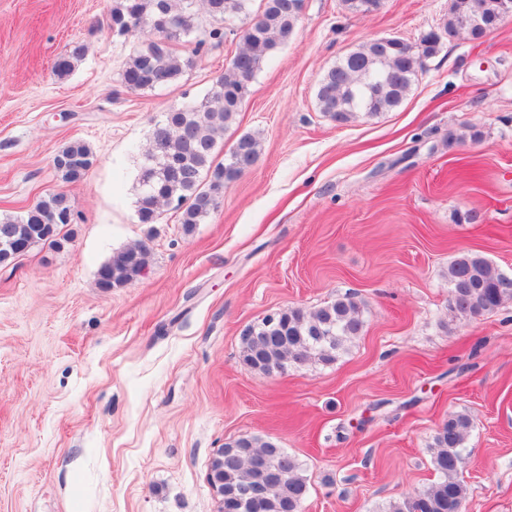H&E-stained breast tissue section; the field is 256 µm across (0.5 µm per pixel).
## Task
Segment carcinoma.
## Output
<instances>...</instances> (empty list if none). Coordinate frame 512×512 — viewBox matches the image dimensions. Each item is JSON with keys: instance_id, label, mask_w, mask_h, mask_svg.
<instances>
[{"instance_id": "1", "label": "carcinoma", "mask_w": 512, "mask_h": 512, "mask_svg": "<svg viewBox=\"0 0 512 512\" xmlns=\"http://www.w3.org/2000/svg\"><path fill=\"white\" fill-rule=\"evenodd\" d=\"M251 0H114L109 26L120 35L148 39L135 47L121 74L124 87L143 91L170 85L194 67L195 59L177 45L195 29L198 13L214 14L224 24L249 18ZM304 0H262L261 17L253 32H239L240 47L230 64L199 103L172 107L154 123L143 157L137 215L139 223L154 224L160 210L173 207L185 230L201 223L218 207L224 185L251 168L260 154V141L241 135L223 163L214 161L217 139L233 124L249 86L241 71L255 77L263 63L292 37ZM442 37L431 31L419 45L366 42L327 69L317 83L320 111L339 125L358 113L377 115L398 108L418 77L411 65L416 55L438 53ZM77 45L58 56L54 71L71 73L82 55ZM93 166L91 150L72 141L53 158V167L66 182L82 180ZM72 223V207L63 192L34 203L24 214L0 218V254L18 245H59L61 230ZM150 252L137 244L115 252L100 267L109 287L137 279L149 265ZM448 309L463 317L481 316L512 300V275L500 271L479 252L459 253L448 265ZM240 335V358L262 372L268 365L285 368L303 359L331 364L364 328L359 304L348 294L314 311L286 308L273 319L248 325ZM472 421L466 413L448 416L431 444L436 481L416 494L389 503L385 512H463L469 488L459 478L464 444ZM224 512H302L309 493L303 464L270 439L247 436L224 444ZM264 486L265 493L252 497Z\"/></svg>"}]
</instances>
